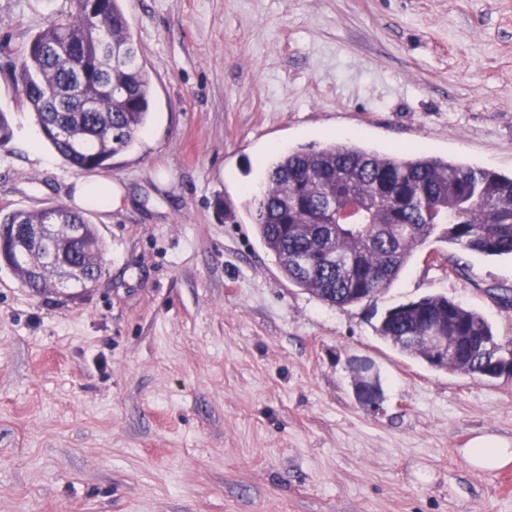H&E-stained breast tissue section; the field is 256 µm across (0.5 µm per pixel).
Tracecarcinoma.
<instances>
[{"instance_id":"obj_1","label":"carcinoma","mask_w":512,"mask_h":512,"mask_svg":"<svg viewBox=\"0 0 512 512\" xmlns=\"http://www.w3.org/2000/svg\"><path fill=\"white\" fill-rule=\"evenodd\" d=\"M122 2L103 0L101 35L91 26L89 0H70L69 11L31 39L15 66L16 82L39 127L56 125L66 134L63 139L45 131L46 141L74 168H109L112 157L132 149L147 129L150 86L144 68L112 60L114 45L140 59ZM74 139L90 141L88 152L69 149L67 141ZM53 212L61 213L65 224L84 226L93 253L81 259L106 272L104 242L79 211L50 206L0 212V225L21 217L27 224H44ZM253 224L289 282L344 307L390 287L416 248L436 233L469 252L512 255V177L411 150L380 152L354 143L300 148L271 161ZM60 243L52 236L40 252L7 246L0 264L41 294L47 286L29 279L28 267ZM448 324L471 338L463 373L480 378L512 363L508 347L492 363L486 341L494 336L487 321L442 295L389 309L376 332L425 362L426 350L407 337Z\"/></svg>"}]
</instances>
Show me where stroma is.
Here are the masks:
<instances>
[{
    "instance_id": "obj_1",
    "label": "stroma",
    "mask_w": 512,
    "mask_h": 512,
    "mask_svg": "<svg viewBox=\"0 0 512 512\" xmlns=\"http://www.w3.org/2000/svg\"><path fill=\"white\" fill-rule=\"evenodd\" d=\"M68 0H0V208L69 205L14 68ZM146 132L104 177L91 288L0 269V512H512V380L437 371L376 328L440 294L512 341V257L429 238L386 290L325 304L289 283L247 204L272 157L351 141L512 174V0H124ZM382 402L364 409L352 359ZM350 369L354 395L358 402L370 409L377 408L382 395L375 377L372 375V364L365 359H353ZM512 442L496 436H479L463 455L469 465L478 470H494L512 462Z\"/></svg>"
}]
</instances>
